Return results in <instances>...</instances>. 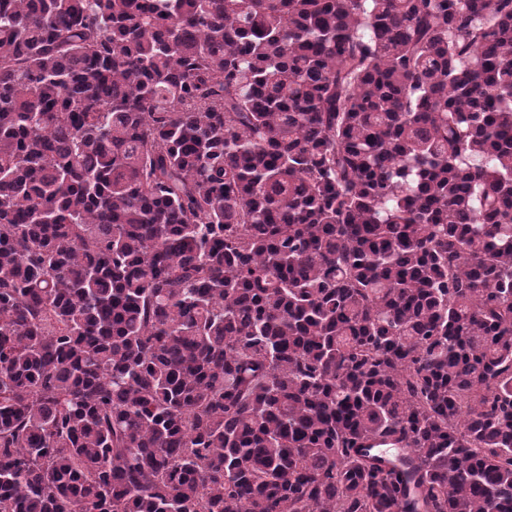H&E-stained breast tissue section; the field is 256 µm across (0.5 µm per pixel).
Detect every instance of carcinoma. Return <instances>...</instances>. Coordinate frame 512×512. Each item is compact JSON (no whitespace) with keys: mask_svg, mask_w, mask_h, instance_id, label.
<instances>
[{"mask_svg":"<svg viewBox=\"0 0 512 512\" xmlns=\"http://www.w3.org/2000/svg\"><path fill=\"white\" fill-rule=\"evenodd\" d=\"M0 512H512V0H0Z\"/></svg>","mask_w":512,"mask_h":512,"instance_id":"carcinoma-1","label":"carcinoma"}]
</instances>
